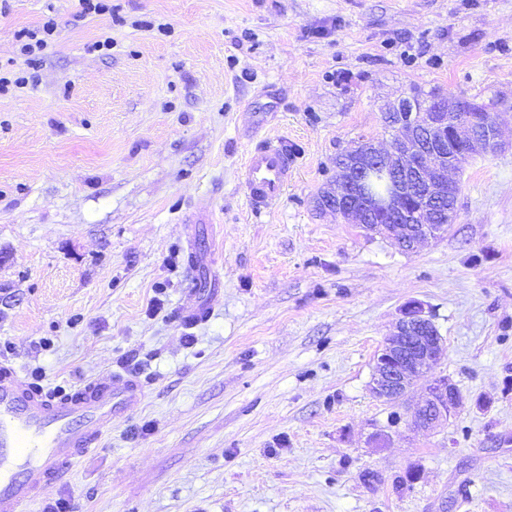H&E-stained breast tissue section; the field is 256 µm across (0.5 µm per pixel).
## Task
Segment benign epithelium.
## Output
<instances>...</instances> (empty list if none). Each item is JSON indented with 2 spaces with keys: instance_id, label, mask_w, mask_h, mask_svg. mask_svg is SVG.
Returning a JSON list of instances; mask_svg holds the SVG:
<instances>
[{
  "instance_id": "benign-epithelium-1",
  "label": "benign epithelium",
  "mask_w": 512,
  "mask_h": 512,
  "mask_svg": "<svg viewBox=\"0 0 512 512\" xmlns=\"http://www.w3.org/2000/svg\"><path fill=\"white\" fill-rule=\"evenodd\" d=\"M455 97L439 93L413 97L385 113V119L401 130L387 149L368 142L349 152V159L338 166L336 183L319 197L321 210L335 213L354 224L352 199L367 196L368 175L375 168L393 163L396 183L392 194L365 203V208L390 217L386 224H365L369 232L392 240L410 251L416 244L447 232V225L429 220L444 202L457 199L459 185L448 177L479 152L500 148L498 113L481 122L471 115L454 111ZM442 337L422 305L411 303L401 309L395 331L375 357L370 384L372 394L393 402L412 392L418 379L440 359ZM456 386L441 376L419 396L412 423L417 428H435L448 422L460 405Z\"/></svg>"
}]
</instances>
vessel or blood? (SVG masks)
<instances>
[{
  "instance_id": "obj_1",
  "label": "vessel or blood",
  "mask_w": 512,
  "mask_h": 512,
  "mask_svg": "<svg viewBox=\"0 0 512 512\" xmlns=\"http://www.w3.org/2000/svg\"><path fill=\"white\" fill-rule=\"evenodd\" d=\"M295 160L285 139L261 141L247 153L241 175L253 211L262 212L281 199ZM143 395L141 381L128 374L49 394L10 367H1L0 512H20L45 483L94 448Z\"/></svg>"
}]
</instances>
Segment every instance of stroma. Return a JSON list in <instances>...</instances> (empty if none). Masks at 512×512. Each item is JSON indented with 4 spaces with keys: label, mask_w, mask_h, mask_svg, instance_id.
<instances>
[{
    "label": "stroma",
    "mask_w": 512,
    "mask_h": 512,
    "mask_svg": "<svg viewBox=\"0 0 512 512\" xmlns=\"http://www.w3.org/2000/svg\"><path fill=\"white\" fill-rule=\"evenodd\" d=\"M107 4L0 10L6 71L16 31L56 27L0 94V366L144 384L23 512H512V0ZM417 90L493 103L504 147L460 172L448 233L404 251L316 200ZM277 137L295 169L255 213L239 167ZM201 274L222 290L189 324ZM410 302L444 339L422 384L461 394L428 431L370 392Z\"/></svg>",
    "instance_id": "35a3bbf8"
}]
</instances>
